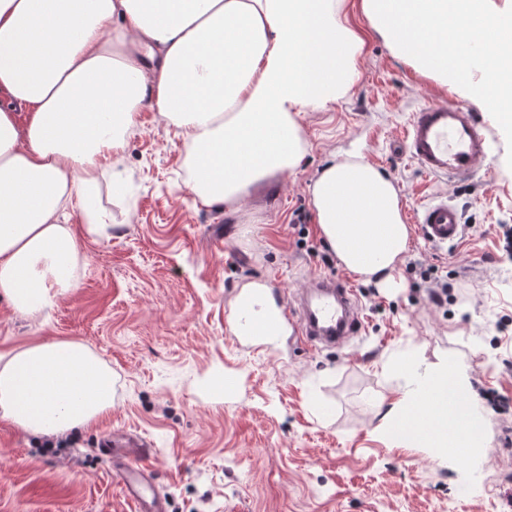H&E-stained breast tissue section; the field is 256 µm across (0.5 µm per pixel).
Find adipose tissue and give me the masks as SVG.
Wrapping results in <instances>:
<instances>
[{"instance_id": "ef3b65f1", "label": "adipose tissue", "mask_w": 512, "mask_h": 512, "mask_svg": "<svg viewBox=\"0 0 512 512\" xmlns=\"http://www.w3.org/2000/svg\"><path fill=\"white\" fill-rule=\"evenodd\" d=\"M345 0H0V298L26 316L77 285L67 207L107 235L94 196L123 183L142 107L179 130L186 187L236 212L255 187L300 167V119L357 82L364 39ZM28 113L18 122V110ZM320 235L364 279L391 280L409 244L392 181L357 155L310 185ZM385 432L405 448H484L465 367L408 364ZM112 371L86 345L0 355V417L35 436L87 426L112 407ZM427 421H420L419 409Z\"/></svg>"}]
</instances>
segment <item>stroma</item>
<instances>
[{"mask_svg": "<svg viewBox=\"0 0 512 512\" xmlns=\"http://www.w3.org/2000/svg\"><path fill=\"white\" fill-rule=\"evenodd\" d=\"M353 89L301 124L308 153L296 172L256 191L236 214L195 202L185 187L182 139L159 112H139L127 137L122 194L102 182L97 204L112 230L79 243L77 288L27 318L0 299V354L53 340L87 345L112 370L114 402L56 455L0 418V512H133L98 441L119 429L152 444V484L168 512H512V407L484 404L492 440L478 459L434 458L377 432L399 399L385 365L411 353L429 365L452 357L470 396L512 403V169L505 136L482 103L396 58L369 32ZM453 101L486 125L489 156L470 178L425 176L401 149L412 112ZM348 152L393 181L404 218L435 196L464 224L454 245L411 230L387 285H370L338 259L323 261L308 187ZM308 234L299 238L293 221ZM434 265L448 303H430L412 262ZM349 277L364 330L342 350L304 349L292 329L254 345L238 338L244 285L265 284L274 302L314 275ZM237 377L221 392L225 374Z\"/></svg>", "mask_w": 512, "mask_h": 512, "instance_id": "1", "label": "stroma"}]
</instances>
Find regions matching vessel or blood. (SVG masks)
<instances>
[{
  "label": "vessel or blood",
  "mask_w": 512,
  "mask_h": 512,
  "mask_svg": "<svg viewBox=\"0 0 512 512\" xmlns=\"http://www.w3.org/2000/svg\"><path fill=\"white\" fill-rule=\"evenodd\" d=\"M404 152L429 177L472 176L487 156V132L472 112L452 103H427L412 113L402 137ZM422 237L436 245H452L463 226L455 205L447 199L428 202L413 216ZM296 324L305 343L314 350L339 348L357 337L363 319L352 285L343 279L318 276L302 293L252 325V334L267 339L284 323ZM99 452L113 460L126 499L135 512H161L147 480L144 460L148 444L139 435L115 431L98 443Z\"/></svg>",
  "instance_id": "b4317fda"
}]
</instances>
